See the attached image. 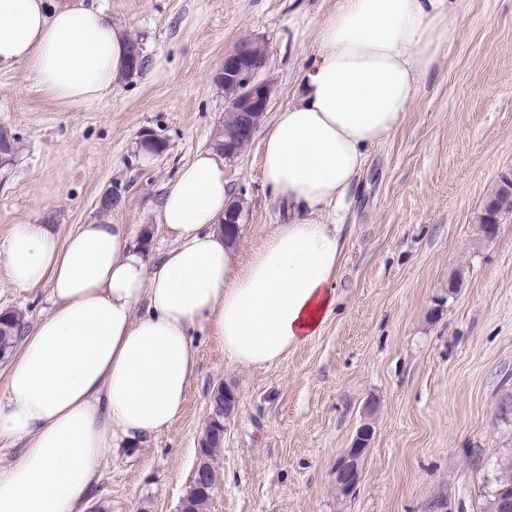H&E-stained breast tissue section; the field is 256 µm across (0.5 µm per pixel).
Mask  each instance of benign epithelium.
Returning a JSON list of instances; mask_svg holds the SVG:
<instances>
[{"instance_id":"7a95c632","label":"benign epithelium","mask_w":512,"mask_h":512,"mask_svg":"<svg viewBox=\"0 0 512 512\" xmlns=\"http://www.w3.org/2000/svg\"><path fill=\"white\" fill-rule=\"evenodd\" d=\"M268 60V49L263 40L256 37L244 38L224 55V62L212 75L214 83L235 87V93L228 98L227 110L243 117L240 133L251 139L258 130V126L252 124V115L267 112L271 100L272 86L269 81L260 78ZM140 143L156 156L164 154L168 149L167 141L151 131L141 133ZM369 442L370 433L363 428L356 435L351 447L344 449L336 458V488L346 495L351 494L358 484L360 465Z\"/></svg>"}]
</instances>
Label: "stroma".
<instances>
[{
    "label": "stroma",
    "instance_id": "stroma-1",
    "mask_svg": "<svg viewBox=\"0 0 512 512\" xmlns=\"http://www.w3.org/2000/svg\"><path fill=\"white\" fill-rule=\"evenodd\" d=\"M139 40L147 61L99 103L73 111L24 65L0 69V127L19 142L0 169V242L16 224L59 238L100 214L151 254L171 244L156 215L178 170L212 149L225 98L212 75L239 39H262L271 123L298 95L297 75L336 0H93ZM299 14L296 40L288 20ZM162 58L161 71L151 68ZM165 137L144 159L139 135ZM260 140L225 161L242 209L236 247L250 253L284 223L264 185ZM512 171V0H468L456 39L390 135L369 151L338 223L348 225L336 307L320 334L277 362H231L209 325L181 411L137 451H106L86 512H176L191 484L212 392L239 403L216 455L209 512H486L512 458V222L485 238L480 213ZM461 286L449 290L452 281ZM50 285L21 289L0 266V312L27 329L50 310ZM371 441L356 491L337 495L334 463L362 426Z\"/></svg>",
    "mask_w": 512,
    "mask_h": 512
}]
</instances>
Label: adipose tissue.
<instances>
[{
    "label": "adipose tissue",
    "instance_id": "1",
    "mask_svg": "<svg viewBox=\"0 0 512 512\" xmlns=\"http://www.w3.org/2000/svg\"><path fill=\"white\" fill-rule=\"evenodd\" d=\"M466 0H336L299 95L262 139L265 186L288 221L248 259L224 236V164L197 153L165 194L173 244L150 259L125 225L101 219L58 240L15 225L0 265L17 288L49 281L53 307L24 337L0 390V512H81L106 449L132 450L179 414L195 367L190 333L208 323L229 359L275 363L318 336L336 305L344 204L457 34ZM130 38L85 0H0V67L26 65L72 108L100 101L127 70Z\"/></svg>",
    "mask_w": 512,
    "mask_h": 512
}]
</instances>
